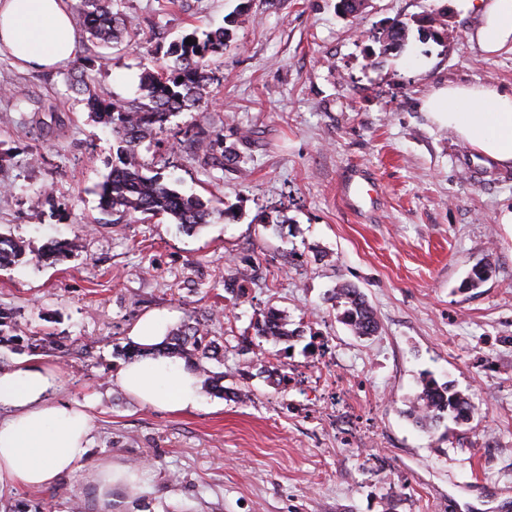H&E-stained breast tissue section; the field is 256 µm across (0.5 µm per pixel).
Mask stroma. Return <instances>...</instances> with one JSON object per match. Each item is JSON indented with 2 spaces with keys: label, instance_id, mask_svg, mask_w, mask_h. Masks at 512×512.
I'll use <instances>...</instances> for the list:
<instances>
[{
  "label": "stroma",
  "instance_id": "obj_1",
  "mask_svg": "<svg viewBox=\"0 0 512 512\" xmlns=\"http://www.w3.org/2000/svg\"><path fill=\"white\" fill-rule=\"evenodd\" d=\"M240 0H121L131 43L77 40V58L106 56L95 87L131 100L143 68L169 44L223 26ZM250 0L200 108L169 119L139 153L151 174L212 200L227 215L196 232L166 216L106 223L95 184L117 161L112 132L68 93L64 69L22 70L0 53V232L27 256L0 268V310L43 349L0 343V368L56 364L52 402L84 404L86 457L43 490L0 489V512H512V170L439 128L423 109L442 82L512 87V46L472 40L465 0ZM445 13L452 38L410 31L383 51L387 20ZM221 134L237 161L203 164L188 135ZM375 179L357 210L349 170ZM78 246L31 262L53 241ZM489 277L466 287L474 266ZM244 272L239 291L224 275ZM359 288L377 333L358 337L331 299ZM288 342L255 335L267 310ZM164 329L196 316L224 348L207 361L221 389L194 411L142 405L115 381L137 322ZM301 369L295 383L289 368ZM452 383L468 421L416 426L422 383ZM110 464L145 472L138 489L99 494Z\"/></svg>",
  "mask_w": 512,
  "mask_h": 512
}]
</instances>
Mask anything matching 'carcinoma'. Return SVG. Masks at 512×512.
I'll return each mask as SVG.
<instances>
[{
  "label": "carcinoma",
  "mask_w": 512,
  "mask_h": 512,
  "mask_svg": "<svg viewBox=\"0 0 512 512\" xmlns=\"http://www.w3.org/2000/svg\"><path fill=\"white\" fill-rule=\"evenodd\" d=\"M74 23L88 39L102 45L118 43L134 35L129 16L113 10L112 0H80ZM192 32L194 43L186 38L169 45L167 54L174 58V66L167 71L144 69L140 77L142 95L130 101L99 96L94 88L95 63L70 76L68 89L83 97L90 110L89 117L110 127L118 162L95 186L102 214L121 220L137 213L167 215L186 231H195L210 223L214 213L208 202L197 195H185L164 184L155 176L146 174L148 164L140 157L143 139L160 131L168 118L200 105L213 81L211 58L224 53L230 41L228 25ZM410 31L407 22L395 19L385 28L384 50H396L405 45ZM26 255L24 245L10 235L0 233V265H11ZM331 300L344 307L341 320L354 335L369 337L378 331L373 308L362 292L343 284L333 292ZM255 334L266 339L290 337L287 321L275 310H268L252 325ZM158 356H183L194 370L206 371L204 363L217 357V346L208 339L203 324L189 317L153 349ZM421 405L410 412L413 421L422 428H432L444 419L466 420L473 412L470 401L456 391L449 382L430 379L422 384L418 397Z\"/></svg>",
  "instance_id": "cac0c4a2"
}]
</instances>
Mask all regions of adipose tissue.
I'll return each mask as SVG.
<instances>
[{"label":"adipose tissue","instance_id":"obj_1","mask_svg":"<svg viewBox=\"0 0 512 512\" xmlns=\"http://www.w3.org/2000/svg\"><path fill=\"white\" fill-rule=\"evenodd\" d=\"M72 0H0V52L21 67L49 69L72 60L77 32ZM479 17L472 38L485 51L512 42V0H467ZM424 111L458 140L502 167L512 166V90L497 84H447L425 98ZM116 380L144 405L191 411L201 403L196 371L169 357L132 359ZM60 371L24 362L0 373V482L46 488L70 476L88 453L91 418L78 403L53 404Z\"/></svg>","mask_w":512,"mask_h":512}]
</instances>
